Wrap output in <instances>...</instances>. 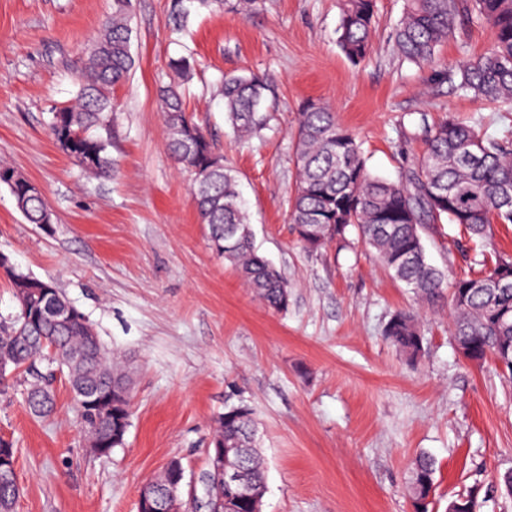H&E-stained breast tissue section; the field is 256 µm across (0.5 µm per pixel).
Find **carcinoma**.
Here are the masks:
<instances>
[{
  "mask_svg": "<svg viewBox=\"0 0 512 512\" xmlns=\"http://www.w3.org/2000/svg\"><path fill=\"white\" fill-rule=\"evenodd\" d=\"M226 0H168L165 26L173 34L188 31L192 18L222 13ZM132 0H112V14L100 26L85 53L73 101L52 109L51 134L66 155L86 172L112 174L111 140L102 135L110 126L112 91L125 83L135 67L132 52ZM375 0H340L338 44L353 62L367 56ZM491 30L490 46L460 64L454 72L459 89L473 99L512 106V0H407L394 42L399 55L419 67L436 65L439 48L465 29L472 18ZM224 112L238 135H258L272 115L266 106L271 81L263 73L229 74L220 89ZM167 131L168 150L191 176V194L200 223L208 228L209 245L232 262L250 288L274 310L288 308V286L276 268L259 253L251 223L238 191L237 173L224 165L213 141L189 118L185 91L179 82L157 90ZM426 147L398 182L380 179L367 168L360 142L336 121L335 112L309 102L301 110L295 132L297 179L288 211L300 241L310 250L347 241L350 229L374 249L393 276L422 299L441 296L444 271L427 260L422 232L427 227L465 224L479 244L487 243L494 224H512V138H489L476 126L450 115L424 129ZM15 207L29 224L52 220L45 199L29 194L25 180L0 179ZM13 294L25 291L27 315L0 323V381L15 372L25 374L29 412L47 418L55 412L53 391L42 362L67 377L78 418L89 445L107 435L98 413L82 404L81 390L112 392L122 405L124 444L132 406L125 403L130 387L112 366V355L85 315L52 282L22 272L10 261L0 263ZM471 277L454 280L450 304L456 340L476 350H512V288L458 289ZM53 289L58 308L71 312L60 321L47 315L36 299L39 289ZM385 335L409 359L421 352L422 336L415 315L399 311L388 321ZM56 353H50V348ZM235 444L254 484L267 489L266 467L257 450L253 410L231 405L217 420L212 446ZM435 462L418 455L409 468L408 493L415 512H429L435 491ZM207 491L217 505L227 496L223 480L210 474ZM20 496L17 474L0 467V512H15Z\"/></svg>",
  "mask_w": 512,
  "mask_h": 512,
  "instance_id": "cac0c4a2",
  "label": "carcinoma"
}]
</instances>
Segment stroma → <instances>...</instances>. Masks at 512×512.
<instances>
[{"label":"stroma","instance_id":"obj_1","mask_svg":"<svg viewBox=\"0 0 512 512\" xmlns=\"http://www.w3.org/2000/svg\"><path fill=\"white\" fill-rule=\"evenodd\" d=\"M167 0H134L136 66L116 87L112 177H88L60 149L48 121L70 100L75 72L112 0H0V163L36 183L53 214L25 223L0 186V253L56 283L93 324L131 378L133 416L123 446L89 448L65 376L55 373L56 412L29 413L23 379L0 384V437L13 441L16 512H136L141 484L180 459L186 486L207 467L225 406L245 403L258 421L267 465L263 512H413L408 465L436 462L432 512L460 494L477 512H512L496 484L512 469V378L462 358L449 300L419 302L375 250L311 251L286 218L295 186L294 130L304 103L331 106L363 143L374 175L397 181L425 144L423 125L448 114L492 137L512 134V112L479 109L438 69L484 52L476 22L438 52L437 68L403 62L394 43L406 0H377L366 59L337 44L339 0H258L190 22L176 39ZM193 55L190 116L236 170L255 244L283 278L288 307H266L236 268L212 251L190 193L191 178L167 149L156 89L170 59ZM269 74L276 119L247 140L232 131L216 89L229 73ZM432 264L471 273L465 226L424 232ZM410 310L423 336L416 359L387 340L391 315Z\"/></svg>","mask_w":512,"mask_h":512}]
</instances>
